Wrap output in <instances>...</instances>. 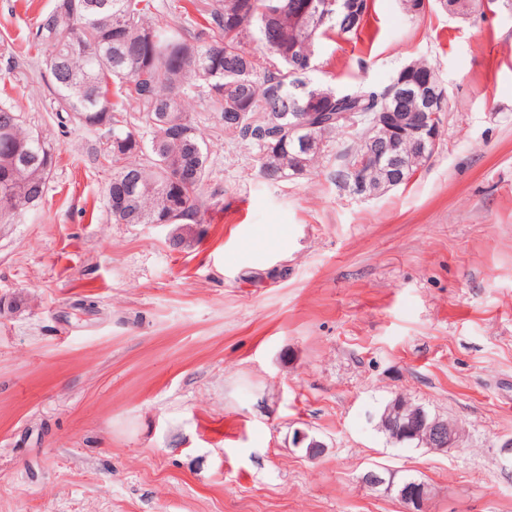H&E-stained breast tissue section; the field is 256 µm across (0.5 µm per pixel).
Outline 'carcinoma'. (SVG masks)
<instances>
[{
  "mask_svg": "<svg viewBox=\"0 0 512 512\" xmlns=\"http://www.w3.org/2000/svg\"><path fill=\"white\" fill-rule=\"evenodd\" d=\"M66 14L43 15L36 38L51 46L44 66L65 120L103 130L101 156L112 164L107 189L114 224L206 223L202 199L209 170L207 144L189 112L204 98L231 139L257 147L260 174L269 181L309 171L336 133L364 125L351 153L368 144L369 113L379 111L385 91L359 87L338 91L313 83L322 95L308 137L321 145L307 152L293 130V113L304 112L297 89L302 54L316 53L329 30L356 34L358 21L301 27L289 0H208L198 17L188 11L173 21L152 16L153 0H55ZM205 38L211 43L203 44ZM257 43L256 55L247 46ZM131 101L151 129L144 139L120 109ZM149 157L143 164L140 158ZM57 163L56 145L26 130L13 107L0 106V214L19 216L45 195Z\"/></svg>",
  "mask_w": 512,
  "mask_h": 512,
  "instance_id": "cac0c4a2",
  "label": "carcinoma"
}]
</instances>
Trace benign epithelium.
Wrapping results in <instances>:
<instances>
[{"label": "benign epithelium", "instance_id": "1", "mask_svg": "<svg viewBox=\"0 0 512 512\" xmlns=\"http://www.w3.org/2000/svg\"><path fill=\"white\" fill-rule=\"evenodd\" d=\"M414 64L401 68L389 85L382 111L372 113L368 148L347 163L355 191L363 198H374L402 185L412 167L425 166L438 147L439 118L444 108L446 92L441 82L427 81L423 85L409 78ZM420 97L419 112H393L394 103L410 97ZM409 404L400 396L383 408L382 418L412 432L429 448L446 451L463 442V434L452 430L448 422L430 417L423 409L407 412ZM388 469L377 466L366 470L359 482L372 490L393 492L407 506V512H424L428 498L427 486L418 481L394 485L387 478Z\"/></svg>", "mask_w": 512, "mask_h": 512}]
</instances>
